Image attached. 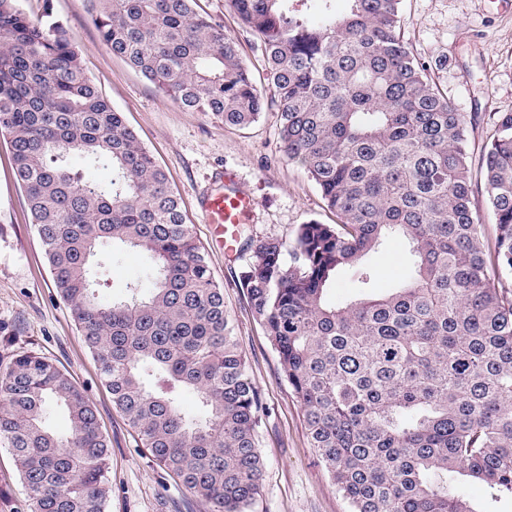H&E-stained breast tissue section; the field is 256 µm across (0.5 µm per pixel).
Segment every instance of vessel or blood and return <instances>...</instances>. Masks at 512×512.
<instances>
[{"mask_svg":"<svg viewBox=\"0 0 512 512\" xmlns=\"http://www.w3.org/2000/svg\"><path fill=\"white\" fill-rule=\"evenodd\" d=\"M221 180L223 190L202 198L201 216L204 223L212 225L225 252L231 253L238 241V228L248 222L256 202L248 192L237 187L232 172H225Z\"/></svg>","mask_w":512,"mask_h":512,"instance_id":"vessel-or-blood-1","label":"vessel or blood"}]
</instances>
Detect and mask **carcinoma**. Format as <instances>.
I'll return each instance as SVG.
<instances>
[{"mask_svg": "<svg viewBox=\"0 0 512 512\" xmlns=\"http://www.w3.org/2000/svg\"><path fill=\"white\" fill-rule=\"evenodd\" d=\"M197 2L90 0L91 17L113 54L187 112L246 128L276 106L283 151L336 212L334 224L300 225L290 245L248 240L242 280L351 512H479L469 482L512 496V113L492 122L484 216L464 118L404 42L401 0H345L342 12L335 0H230L264 45L269 98ZM0 134L113 407L211 512H246L262 488V402L224 290L166 173L87 76L75 35L17 0H0ZM72 152L111 178L68 168ZM392 239L408 246L406 271L370 295L371 258ZM104 241L147 258L145 280L108 302L91 266ZM339 272L360 295L330 304ZM53 407L65 434L50 427ZM0 446L28 512H107L97 410L37 353L0 374Z\"/></svg>", "mask_w": 512, "mask_h": 512, "instance_id": "1", "label": "carcinoma"}]
</instances>
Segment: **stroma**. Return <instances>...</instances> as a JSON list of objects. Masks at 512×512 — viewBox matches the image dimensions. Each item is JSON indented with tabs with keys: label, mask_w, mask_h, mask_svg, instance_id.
I'll use <instances>...</instances> for the list:
<instances>
[{
	"label": "stroma",
	"mask_w": 512,
	"mask_h": 512,
	"mask_svg": "<svg viewBox=\"0 0 512 512\" xmlns=\"http://www.w3.org/2000/svg\"><path fill=\"white\" fill-rule=\"evenodd\" d=\"M30 17L51 10L76 36L82 65L113 108L167 173L187 223L215 281L244 354L248 374L263 401L259 447L264 461L260 495L248 512H350V506L311 447L302 406L280 373L278 356L253 316L240 275L247 254L226 258L214 230L200 217V195L220 189L216 175L232 171L258 206L245 236L293 242L299 225L336 221L304 168L280 148L277 108L268 107L239 129L199 112L184 111L102 41L88 0H18ZM201 11L233 35L259 89H267L260 41L236 19L229 0H199ZM403 37L426 73L466 120L477 173L474 204L486 206L478 170L494 114L512 113V0H402ZM103 298L143 277L146 259L132 249L101 247ZM54 359L94 403L109 437L108 512H210L209 504L166 474L112 405L98 366L56 293L42 245L30 221L25 195L12 166L8 140L0 136V373L20 353ZM0 512H27L25 493L9 449L0 446Z\"/></svg>",
	"instance_id": "35a3bbf8"
}]
</instances>
